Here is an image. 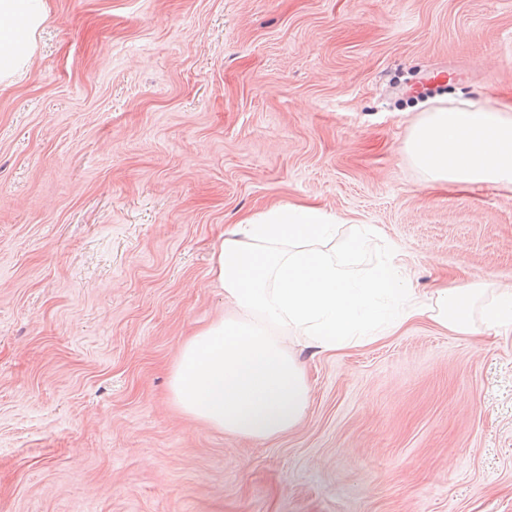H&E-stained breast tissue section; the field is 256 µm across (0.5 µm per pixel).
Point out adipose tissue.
<instances>
[{
  "label": "adipose tissue",
  "instance_id": "adipose-tissue-1",
  "mask_svg": "<svg viewBox=\"0 0 512 512\" xmlns=\"http://www.w3.org/2000/svg\"><path fill=\"white\" fill-rule=\"evenodd\" d=\"M42 0H0V82L25 66L44 21ZM404 151L433 181L512 187V117L472 99L439 102L412 127ZM363 227L336 250V218L304 205L279 204L237 224L215 251L210 275L236 316L220 318L182 346L172 369L175 405L208 428L270 439L304 419L311 388L285 342L297 330L306 347L333 353L375 331L386 335L427 316L453 334L512 325V290L482 301V285L441 288L420 297L400 265L378 266L362 280L349 257L364 248ZM399 304L389 314L385 301Z\"/></svg>",
  "mask_w": 512,
  "mask_h": 512
}]
</instances>
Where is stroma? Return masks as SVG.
<instances>
[{
	"instance_id": "obj_1",
	"label": "stroma",
	"mask_w": 512,
	"mask_h": 512,
	"mask_svg": "<svg viewBox=\"0 0 512 512\" xmlns=\"http://www.w3.org/2000/svg\"><path fill=\"white\" fill-rule=\"evenodd\" d=\"M0 86V512H512V326L417 317L316 353L300 425L183 414L188 335L233 316L208 271L274 203L372 226L422 295L512 289V190L406 158L424 109L512 106V0H44ZM459 68L429 97L436 65Z\"/></svg>"
}]
</instances>
